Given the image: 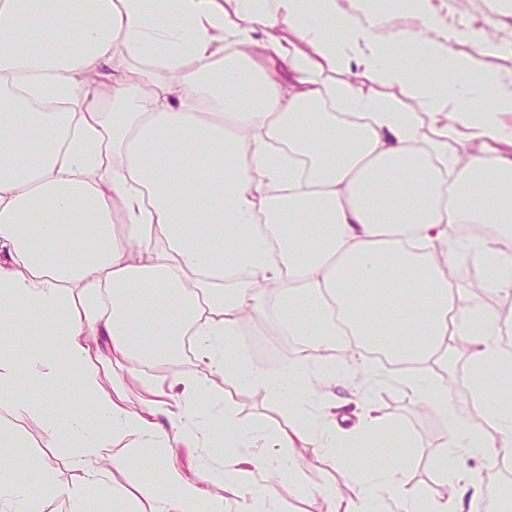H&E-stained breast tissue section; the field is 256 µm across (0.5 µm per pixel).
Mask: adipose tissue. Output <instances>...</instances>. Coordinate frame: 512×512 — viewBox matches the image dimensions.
I'll use <instances>...</instances> for the list:
<instances>
[{
  "mask_svg": "<svg viewBox=\"0 0 512 512\" xmlns=\"http://www.w3.org/2000/svg\"><path fill=\"white\" fill-rule=\"evenodd\" d=\"M402 2L410 22L397 26L371 0L351 11L340 0H172L159 13L147 0H0V399L14 394L30 317L50 322L53 352L26 355L28 404L114 512H131V476L149 512H224L223 496L166 457L174 441L235 453L206 483L237 491L280 449L307 443L332 461L345 435L382 440L384 417L365 399L346 428L296 396L295 423L260 436L229 413L224 428L202 425L201 384L171 412L151 381L138 405L108 383L190 335L209 374L275 398L310 386L317 370L251 364L232 348L241 318L266 314L271 297L284 335L314 350L348 351L351 334L382 344L409 363L400 386L442 405L434 369L448 339L469 340L473 399L512 369L501 315L461 303L446 274L466 256L490 266L495 290L512 289V86L470 81L465 45L500 50L484 30L449 35L432 0ZM119 49L145 62L140 84L111 71ZM445 64L441 85L416 76ZM336 69L349 80L330 82ZM367 81L406 104L365 92ZM333 101L360 123L327 111ZM48 102L64 108L41 111ZM242 266L249 279L225 288ZM48 388L92 403L71 413L41 400ZM502 391L481 419L450 410L441 492L424 497L402 466L380 463L344 471L327 512H372L367 483L399 512H466L484 495L468 458L512 446V384ZM166 412L175 434L158 420ZM127 436L135 450L115 456ZM26 445L0 425V512H40L17 477Z\"/></svg>",
  "mask_w": 512,
  "mask_h": 512,
  "instance_id": "ef3b65f1",
  "label": "adipose tissue"
}]
</instances>
